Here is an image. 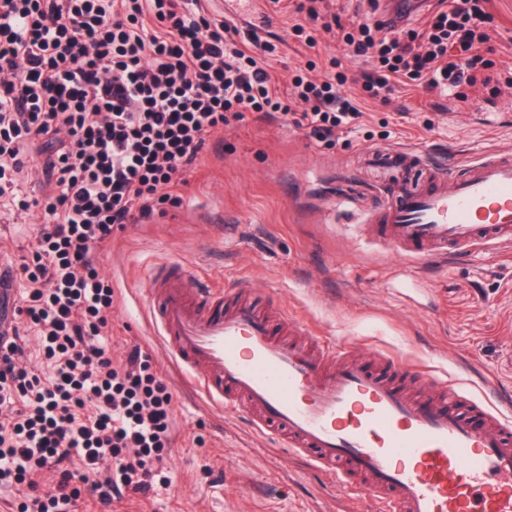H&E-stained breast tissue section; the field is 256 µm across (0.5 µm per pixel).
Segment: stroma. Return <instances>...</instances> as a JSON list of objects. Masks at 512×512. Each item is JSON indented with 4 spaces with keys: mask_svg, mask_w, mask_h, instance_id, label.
Here are the masks:
<instances>
[{
    "mask_svg": "<svg viewBox=\"0 0 512 512\" xmlns=\"http://www.w3.org/2000/svg\"><path fill=\"white\" fill-rule=\"evenodd\" d=\"M490 61L502 77L487 88L427 94L395 87L362 105L334 145L278 121L246 118L211 138L162 206L116 231L98 270L115 291L114 364L134 347L151 358L174 395L170 486L124 495L109 512H372L345 488L308 469L281 443L257 435L249 416L213 407L166 355L151 321L148 276L167 262L202 285L246 284L269 311L287 312L308 343L333 341L357 358L388 356L479 398L487 384L512 396V247L481 248L449 263L387 246L370 214L383 185L366 153L408 146L447 160L512 151V0H494ZM286 45L269 62L280 89L309 56L339 49L319 32L316 51L274 27ZM42 217L0 204V263L30 256Z\"/></svg>",
    "mask_w": 512,
    "mask_h": 512,
    "instance_id": "stroma-1",
    "label": "stroma"
}]
</instances>
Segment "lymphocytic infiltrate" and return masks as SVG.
Returning <instances> with one entry per match:
<instances>
[{
    "label": "lymphocytic infiltrate",
    "mask_w": 512,
    "mask_h": 512,
    "mask_svg": "<svg viewBox=\"0 0 512 512\" xmlns=\"http://www.w3.org/2000/svg\"><path fill=\"white\" fill-rule=\"evenodd\" d=\"M487 0H436L418 26L374 19L378 0L349 22L331 0H267L292 17L308 48L324 30L350 55L371 60L363 99L388 100L397 84L424 92L497 82L483 57ZM239 29L201 0H0V199L40 209L37 247L21 266L27 288L0 332V486L46 471L51 491L17 512H70L82 494L110 507L148 494L172 444L170 386L140 349L112 362L111 282L99 254L115 229L162 205L179 206L211 135L259 113L333 144L357 120L342 95L341 62L308 61L280 96L267 69L271 42L241 45ZM37 175L40 197L16 187ZM37 332L51 374L28 369Z\"/></svg>",
    "instance_id": "f902f5d3"
}]
</instances>
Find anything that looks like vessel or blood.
<instances>
[{
	"label": "vessel or blood",
	"instance_id": "obj_1",
	"mask_svg": "<svg viewBox=\"0 0 512 512\" xmlns=\"http://www.w3.org/2000/svg\"><path fill=\"white\" fill-rule=\"evenodd\" d=\"M384 168L429 167L426 154L371 153ZM382 237L414 255L512 242V154L449 172L425 189H389ZM153 316L166 350L198 376L209 400L243 410L256 430L281 438L352 496L378 512H512V418L481 400L463 416L447 383L417 398L401 380L415 369L386 359L382 370L335 345L313 351L279 340L252 303L225 304L182 267L150 277Z\"/></svg>",
	"mask_w": 512,
	"mask_h": 512
}]
</instances>
